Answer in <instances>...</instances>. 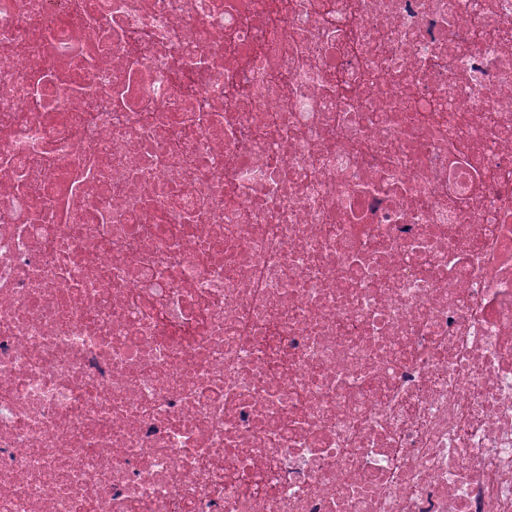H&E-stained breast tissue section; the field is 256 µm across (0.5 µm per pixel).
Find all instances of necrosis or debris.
I'll return each instance as SVG.
<instances>
[{
  "instance_id": "obj_1",
  "label": "necrosis or debris",
  "mask_w": 512,
  "mask_h": 512,
  "mask_svg": "<svg viewBox=\"0 0 512 512\" xmlns=\"http://www.w3.org/2000/svg\"><path fill=\"white\" fill-rule=\"evenodd\" d=\"M0 512H512V0H0Z\"/></svg>"
}]
</instances>
